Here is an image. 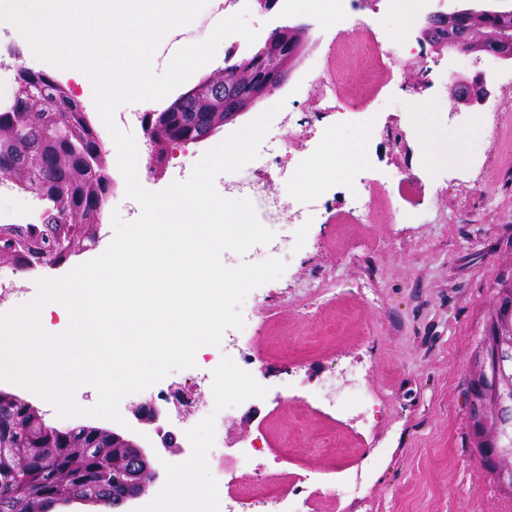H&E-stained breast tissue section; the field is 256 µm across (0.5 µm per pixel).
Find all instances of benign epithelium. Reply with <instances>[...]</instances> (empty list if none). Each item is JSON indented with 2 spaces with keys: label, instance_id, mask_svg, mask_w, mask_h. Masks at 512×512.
<instances>
[{
  "label": "benign epithelium",
  "instance_id": "benign-epithelium-1",
  "mask_svg": "<svg viewBox=\"0 0 512 512\" xmlns=\"http://www.w3.org/2000/svg\"><path fill=\"white\" fill-rule=\"evenodd\" d=\"M448 2L446 9L427 14L419 29L418 41L441 55L448 53L470 54L468 41L446 29L460 18L477 24L489 16H497L509 0H440ZM301 43L288 45V35L270 34L259 52L248 57H231L229 68L224 70L223 81L216 82L214 75L202 76L197 84L186 90V96L210 91L219 97L224 123L228 124L251 111L260 101L283 89L295 70V61ZM483 53L489 60L487 68L466 79L456 78L448 90L454 107L477 108L491 95L494 71L512 65V32L490 38ZM144 132L149 146V167L162 163L165 155L159 151L158 142L172 146L154 126L153 119L146 120ZM495 299L489 312L485 329L479 339L474 356V369L468 386V424L475 447L481 451L480 459L492 472L502 492L512 498V467L498 466L501 458L512 459V275L500 279L495 287ZM191 397L179 388L162 398L134 403L130 411L139 425L152 426L159 438L158 446L147 448L132 434L122 430H108L88 425L100 434L112 436V447L132 449L130 466L112 472V508L118 510L129 501L137 499L156 483L159 471L156 461L164 454L174 455L180 444L175 434L164 430L161 420L175 409L188 410Z\"/></svg>",
  "mask_w": 512,
  "mask_h": 512
}]
</instances>
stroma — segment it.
<instances>
[{
	"instance_id": "1",
	"label": "stroma",
	"mask_w": 512,
	"mask_h": 512,
	"mask_svg": "<svg viewBox=\"0 0 512 512\" xmlns=\"http://www.w3.org/2000/svg\"><path fill=\"white\" fill-rule=\"evenodd\" d=\"M372 30L354 33L339 51L335 32L310 9L283 17L251 10L249 23L272 31L304 23L308 42L296 70L280 92L217 135L225 140L282 100L319 80L338 95L339 120L318 126L307 152L324 171L336 168L329 144L362 140L376 162L370 176L397 192V169L414 167L418 183L407 185L401 215L379 210L371 224H350L340 210H328L316 224L283 228L286 251H264L283 261L280 278L253 289L250 325L240 345L252 365L206 346L192 368L168 374L120 405L160 398L171 388L197 383L196 408L185 418L168 415L163 425L181 444L182 456L198 464L195 486L206 492L224 477L226 492H244L252 476L262 478L288 512H512L473 446L466 388L472 358L494 299L496 280L512 272V68L497 71L495 108L505 148L490 160L482 190L471 189L466 164L483 154L485 110H466L462 123L446 116L452 75L474 73L470 59L454 63L429 53L432 70L421 76L413 62L397 71L380 66L368 81L355 77L373 35L391 33L398 19L381 11ZM15 53L26 66L57 77L86 109L102 141L111 135L102 122L87 76L75 75L32 55L23 34H14ZM429 113L432 136L447 145L449 162H425L420 113ZM209 143L169 153L162 169L142 170L140 183L158 192L174 173L190 177ZM129 199L117 189L108 197L96 246L55 267L19 270L0 263L13 280L16 307L37 294L42 278L59 277L105 250L113 213H125ZM428 220H421V213ZM361 374L366 404L358 417L330 408L322 384L332 368ZM224 392L239 396L221 414L209 401L218 379ZM232 444L220 447L221 430ZM361 475L360 497L335 496L334 484ZM303 490L296 499L295 490Z\"/></svg>"
}]
</instances>
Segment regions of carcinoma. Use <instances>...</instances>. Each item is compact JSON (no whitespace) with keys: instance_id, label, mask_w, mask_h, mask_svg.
I'll return each instance as SVG.
<instances>
[{"instance_id":"carcinoma-1","label":"carcinoma","mask_w":512,"mask_h":512,"mask_svg":"<svg viewBox=\"0 0 512 512\" xmlns=\"http://www.w3.org/2000/svg\"><path fill=\"white\" fill-rule=\"evenodd\" d=\"M18 69L38 97L25 94L8 108L0 107V157L25 169L14 185L46 206L37 224L0 225V257L26 269L34 247L45 250L48 263L57 265L94 245L112 183L106 151L87 113L72 110L64 87L50 84V75L22 64ZM201 108L195 98L178 97L152 116L169 140L186 145L194 142L190 127ZM45 157L56 159L55 169L34 164ZM0 448L9 449L0 459V512H54L35 466L39 460L51 467L54 493H81L110 508L109 476L129 457V451L112 447L110 437L58 433L27 408L2 401Z\"/></svg>"}]
</instances>
